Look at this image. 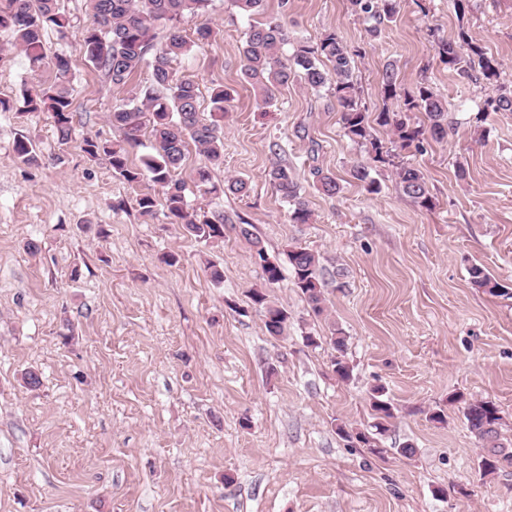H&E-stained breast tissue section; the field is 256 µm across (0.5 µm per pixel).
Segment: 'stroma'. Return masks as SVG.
Returning <instances> with one entry per match:
<instances>
[{
    "label": "stroma",
    "instance_id": "1",
    "mask_svg": "<svg viewBox=\"0 0 512 512\" xmlns=\"http://www.w3.org/2000/svg\"><path fill=\"white\" fill-rule=\"evenodd\" d=\"M61 6L71 26L48 32L44 46L71 58L79 118L71 143L59 145L49 113L0 112V512H512V467L482 474L463 414L464 400L494 401L512 440V298L476 290L469 276L480 264L512 289V115H489L485 137L474 139L495 88L441 63L428 36L466 27L511 86L512 0H469L461 17L451 0H401L375 39L348 0L265 2V18L290 31L284 55L294 41L336 30L356 53L368 111L383 105L379 76L390 61L403 87L425 79L446 100L455 121L447 139L394 161L425 173L429 210L403 194L394 163L372 167L379 193L350 178L367 155L345 136L330 89L297 79L258 107L240 80L254 19L232 0L185 16L188 37L204 25L212 35L176 63V75L196 79L202 115L212 87L231 94L214 180L238 176L250 186L243 199L188 187L192 207L232 219L209 245L164 219L144 220L135 198L150 184L132 189L81 150L87 136L118 139L108 116L148 73L124 87L106 82L77 44L83 0ZM7 41L0 33V98L15 102L43 77ZM20 132L35 141L40 166L17 160ZM276 157L294 168L311 223H291L269 182ZM316 168L336 174L343 192L324 195ZM245 224L280 264L277 284L264 281ZM295 243L320 257L326 317L294 286L286 252ZM166 253L177 263H164ZM256 290L286 306L281 338L267 333L250 299ZM333 324L347 338V382L332 371ZM28 369L40 374L38 389L24 386ZM378 385L395 417L372 451L337 428L370 430ZM439 408L446 423L429 419ZM407 444L409 457L400 453ZM440 487L446 498L436 497Z\"/></svg>",
    "mask_w": 512,
    "mask_h": 512
}]
</instances>
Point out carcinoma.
Returning <instances> with one entry per match:
<instances>
[{"instance_id": "obj_1", "label": "carcinoma", "mask_w": 512, "mask_h": 512, "mask_svg": "<svg viewBox=\"0 0 512 512\" xmlns=\"http://www.w3.org/2000/svg\"><path fill=\"white\" fill-rule=\"evenodd\" d=\"M86 23L77 32L80 51L93 68L113 86H123L141 69L149 77L128 102L109 114L112 126L119 129L122 139L102 141L86 137L82 151L90 158L107 160L113 175L129 186L148 180L159 187L157 194L136 196V207L143 217L155 218L161 214L170 224H178L184 233L198 242L209 243L224 238V224L230 219L220 212L192 208L186 200V182L179 177L189 145H194L204 157L192 177L202 195L229 191L244 196L248 182L243 178H229L223 187L212 182V170L224 164V136L219 119L224 117V103L230 94L222 86L212 89L211 103L218 117L210 122L199 116V87L190 76L175 77L174 63L189 55L196 42L189 41L180 28L186 14L203 16L211 0H84ZM351 10L358 16L373 21L368 35L378 37L385 23L398 13L400 0H349ZM165 30L164 41L154 43L157 27ZM71 27L70 17L62 11L60 0H0V32L9 36L12 48L23 53L34 72L50 71L54 79L22 92V113L48 112L54 123L57 141L68 144L75 131L77 112L73 110L71 88L67 75L71 69L70 57L65 54L47 55L44 37L50 31L64 32ZM290 40L288 28L280 21L270 20L249 27L243 47L242 80L251 86L256 102L267 107L273 101V92L288 84L296 76L313 90L329 87L341 112L345 135L364 148L370 160L386 163L391 150L384 148L374 135V125L387 127L392 133V147L406 149L415 146L424 149V142H440L454 126L447 103L423 79L415 90L401 87L395 63L384 65L381 74V94L385 105L372 114L361 108L358 88L353 79V53L334 30L321 34L314 44L297 46L291 57L282 56V48ZM469 50V63H477L482 77L498 81L499 64L486 56L481 46L472 42L468 29L461 26L454 38H437L433 49L448 67L457 69L462 62L461 48ZM398 99L399 108L391 110L386 101ZM425 115L426 122L415 120L414 113ZM512 114V89L499 87V93L485 102L483 115ZM150 134L154 153L140 159V164L129 161V150L142 144V137ZM16 158L27 167L39 165L41 160L36 143L24 134L16 137L13 147ZM370 164L352 165L350 177L370 193H379L380 184L370 177ZM267 175L281 197L291 206V220L295 224L309 223L312 211L301 195V187L291 167L278 160L272 162ZM321 191L327 196L342 192L343 186L331 172L314 170ZM402 191L416 206L434 207L425 174L411 164L397 168ZM241 234L250 241L254 253L262 261L264 280L275 284L282 279L279 264L267 257L258 238L247 228ZM288 263L294 275L296 288L304 295L313 313H324L323 266L319 256L306 247L291 245L287 251ZM471 284L491 295L500 296L506 286L492 277L482 266L469 268ZM251 300L265 310V328L271 336L283 335L288 326V311L283 305L268 300L259 290L252 292ZM336 376L348 381L352 366L346 361V337L338 326L331 329ZM384 388L377 387L372 394V410L377 431L383 432L394 418L392 404L382 399ZM464 416L469 430L481 444L483 474H492L501 465H512V445L505 442L501 417L497 406L486 399L465 402Z\"/></svg>"}]
</instances>
